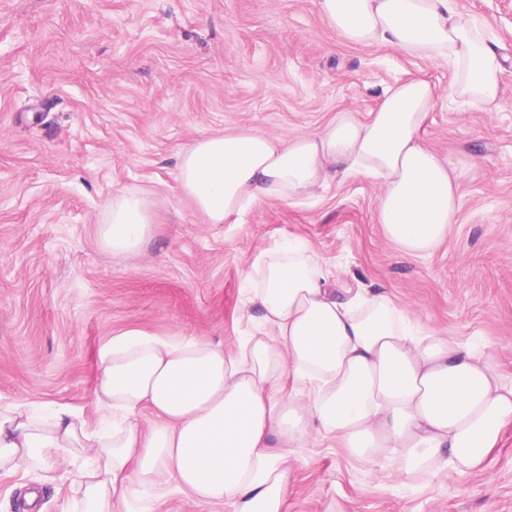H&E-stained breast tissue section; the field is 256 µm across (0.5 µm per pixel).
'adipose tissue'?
<instances>
[{"label":"adipose tissue","instance_id":"ef3b65f1","mask_svg":"<svg viewBox=\"0 0 512 512\" xmlns=\"http://www.w3.org/2000/svg\"><path fill=\"white\" fill-rule=\"evenodd\" d=\"M319 10L350 44L447 63L457 103L487 108L499 95L503 56L458 0H319ZM436 94L428 80L409 79L385 89L365 119L344 112L285 141L201 137L179 153L180 188L207 223L222 224L259 201L311 198L363 174L382 189L387 237L425 256L456 222L465 174L421 138ZM153 226L147 194L126 190L113 197L98 237L113 255H131ZM256 272L250 303L263 330L238 349L139 329L100 346L94 401L104 425L54 402L1 403L0 473L83 454L92 464L71 486L84 512H112L117 493L152 495L167 484L233 512H281L288 457L316 434L426 477L483 465L512 424V374L494 353L419 332L383 292L337 295L304 245L262 254ZM289 369L296 385L284 398L276 387Z\"/></svg>","mask_w":512,"mask_h":512}]
</instances>
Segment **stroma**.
<instances>
[{
	"mask_svg": "<svg viewBox=\"0 0 512 512\" xmlns=\"http://www.w3.org/2000/svg\"><path fill=\"white\" fill-rule=\"evenodd\" d=\"M459 2L507 56L488 110L449 100L447 65L346 43L318 0H0V400L56 402L93 424L97 351L112 336L234 349L259 327L256 259L296 240L336 290L383 289L415 326L486 345L512 370V0ZM412 78L437 88L425 142L466 170L458 221L430 255L386 237L381 189L363 175L223 224L181 191L177 155L202 136L285 139L341 112L365 117ZM124 188L148 194L156 227L117 257L97 228ZM289 463L282 512H512V425L464 474L403 475L333 437ZM86 464L66 454L1 475L0 512H20L32 489L41 512H80L69 476Z\"/></svg>",
	"mask_w": 512,
	"mask_h": 512,
	"instance_id": "1",
	"label": "stroma"
}]
</instances>
